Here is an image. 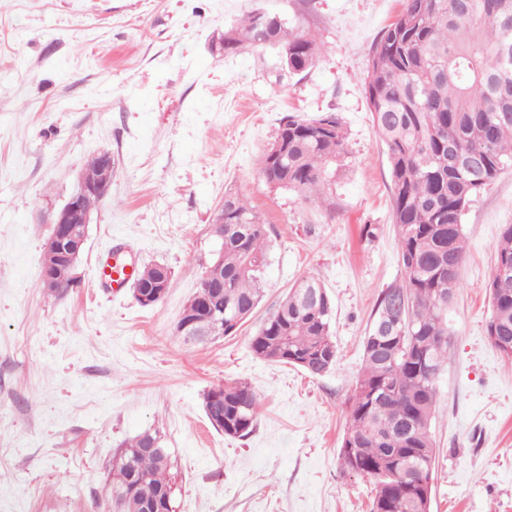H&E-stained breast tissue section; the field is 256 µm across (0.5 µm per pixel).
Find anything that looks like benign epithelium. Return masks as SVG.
Segmentation results:
<instances>
[{"instance_id": "7a95c632", "label": "benign epithelium", "mask_w": 512, "mask_h": 512, "mask_svg": "<svg viewBox=\"0 0 512 512\" xmlns=\"http://www.w3.org/2000/svg\"><path fill=\"white\" fill-rule=\"evenodd\" d=\"M112 155L101 152L86 165L78 180V189L71 196L66 206L54 219L53 231L46 244L42 260V278L48 287L76 277L74 270L87 237V227L91 221V212L84 208V197L93 194L105 196L112 187ZM165 279L155 281L141 292H136L135 299L150 303L166 293ZM216 332L212 324H203L197 319L193 303H188L177 324L176 333L196 342L206 340ZM170 492H152L140 496L141 512H169Z\"/></svg>"}]
</instances>
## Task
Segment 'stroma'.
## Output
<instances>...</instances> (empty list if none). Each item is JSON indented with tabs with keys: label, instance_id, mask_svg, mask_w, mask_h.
<instances>
[{
	"label": "stroma",
	"instance_id": "obj_1",
	"mask_svg": "<svg viewBox=\"0 0 512 512\" xmlns=\"http://www.w3.org/2000/svg\"><path fill=\"white\" fill-rule=\"evenodd\" d=\"M261 9L319 53L300 72L274 45L213 51ZM399 0H0V512H113L121 444L159 430L176 512H370L372 482L338 459L379 292L402 281L385 144L364 87L370 47ZM335 113L346 150L326 198L268 184L260 157L290 116ZM112 188L92 210L80 283L44 288L54 215L99 151ZM267 229L263 293L234 336L188 345L175 328L211 257L225 193ZM463 286L448 308V360L431 432L433 512H512V363L489 342L494 272L512 225V168L472 198ZM376 226L375 237L361 234ZM172 272L141 306L94 281L105 247ZM305 277L334 305V369L315 378L256 356L250 337ZM244 381L259 400L248 436L207 419L205 391Z\"/></svg>",
	"mask_w": 512,
	"mask_h": 512
}]
</instances>
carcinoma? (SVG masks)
<instances>
[{
    "instance_id": "obj_1",
    "label": "carcinoma",
    "mask_w": 512,
    "mask_h": 512,
    "mask_svg": "<svg viewBox=\"0 0 512 512\" xmlns=\"http://www.w3.org/2000/svg\"><path fill=\"white\" fill-rule=\"evenodd\" d=\"M401 0V10L371 46L364 77L375 132L388 149L391 215L404 277L378 295L363 340V366L341 440L343 471L374 482L371 512H431L413 477L435 471L437 448L430 423L436 382L448 360V306L462 287L466 205L512 165V0ZM283 48L285 66L302 71L318 55L314 40L288 31L283 20L250 14L224 29V53L242 46ZM275 140L286 154L265 151L268 183L297 189L317 201L328 166L346 148V132L332 113L311 121L286 118ZM224 263L212 257L206 274L213 288H198L200 314H224V335L253 313L267 265L266 225L236 194L224 196ZM492 313L488 339L512 340V225L503 229L496 265L486 284ZM333 303L326 288L304 278L250 337L253 352L270 362L296 366L315 377L329 373L338 350L332 333ZM224 399L206 416L224 415L222 432L249 435L258 398L245 382L218 387ZM154 440L162 452L144 450ZM168 449L159 431L125 442L112 463V500L120 512H137V495L176 489Z\"/></svg>"
}]
</instances>
